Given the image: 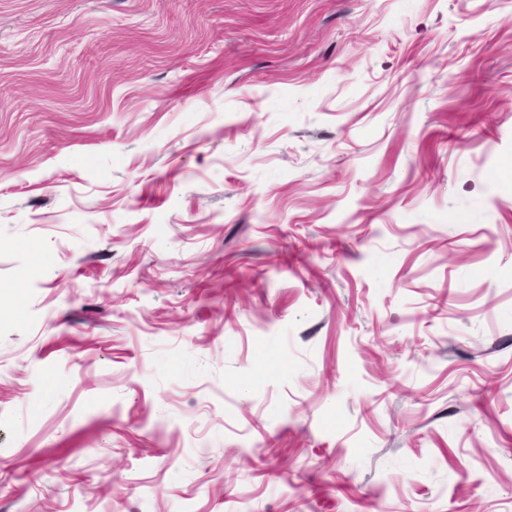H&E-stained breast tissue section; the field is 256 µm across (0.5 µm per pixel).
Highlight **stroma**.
<instances>
[{"instance_id": "stroma-1", "label": "stroma", "mask_w": 512, "mask_h": 512, "mask_svg": "<svg viewBox=\"0 0 512 512\" xmlns=\"http://www.w3.org/2000/svg\"><path fill=\"white\" fill-rule=\"evenodd\" d=\"M0 512H512V0H0Z\"/></svg>"}]
</instances>
